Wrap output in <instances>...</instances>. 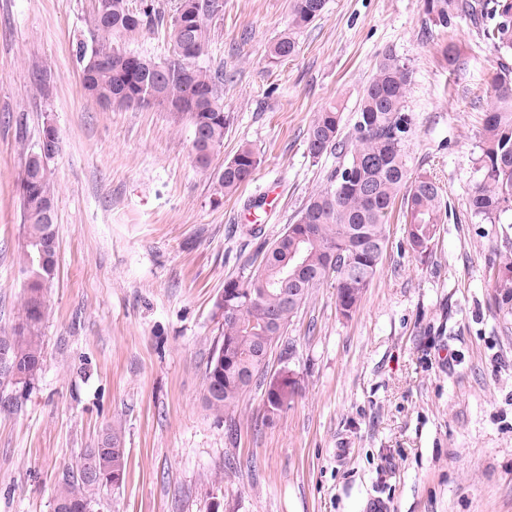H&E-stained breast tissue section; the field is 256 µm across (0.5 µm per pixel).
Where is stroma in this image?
Returning a JSON list of instances; mask_svg holds the SVG:
<instances>
[{
    "mask_svg": "<svg viewBox=\"0 0 512 512\" xmlns=\"http://www.w3.org/2000/svg\"><path fill=\"white\" fill-rule=\"evenodd\" d=\"M152 3L161 24L125 46L166 62L177 0ZM95 4L0 0V334L24 293L27 156L45 122L62 140L49 165L59 247L43 369L0 410V512H52L65 470L110 428L122 432L127 474L95 512H363L371 496L390 512H512V311L489 280L512 224L479 223L469 208L496 71L479 31L434 25L425 0H327L296 54L274 62L292 0H224L200 63L223 71L232 121L202 169L186 117L84 97L77 49ZM451 38L468 58L460 73L442 55ZM389 50L413 73L410 165L442 189L440 235L418 257L390 215L357 310L338 311L327 279L272 349L269 373L298 380L291 405L268 419L254 389L232 415L214 414L204 369L224 281L248 272L325 186L338 160L312 158L307 130L337 102L350 132ZM245 143L260 167L216 198V171ZM272 188V210L255 209Z\"/></svg>",
    "mask_w": 512,
    "mask_h": 512,
    "instance_id": "35a3bbf8",
    "label": "stroma"
}]
</instances>
